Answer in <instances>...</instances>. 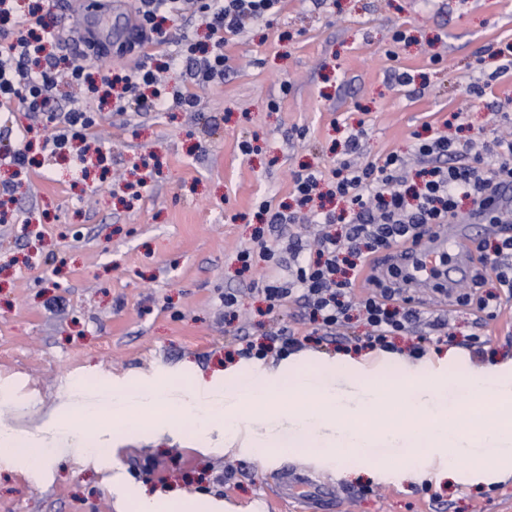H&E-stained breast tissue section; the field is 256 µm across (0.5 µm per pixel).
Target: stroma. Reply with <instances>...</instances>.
I'll use <instances>...</instances> for the list:
<instances>
[{
  "label": "stroma",
  "instance_id": "35a3bbf8",
  "mask_svg": "<svg viewBox=\"0 0 512 512\" xmlns=\"http://www.w3.org/2000/svg\"><path fill=\"white\" fill-rule=\"evenodd\" d=\"M21 10L57 34L54 56L112 70L137 62L113 50L110 36L107 55L85 57L71 38L85 23L69 0H23ZM511 50L512 0H286L274 20L230 38L223 80L194 89L202 111L119 114L90 94L103 158L79 169L38 154L22 171L0 167V185L13 188L0 211V424L55 451L26 472L0 456V512H131L146 486L136 466L148 457L167 462V491L205 497L212 512H300L264 481L281 461L331 476L337 512H512V476L399 484L371 475L370 458L226 447L223 421L202 430L189 414L96 459L49 430L57 415L128 381L171 380L169 396L182 402L186 379L204 378L218 398L302 369L354 398L371 377L461 379L512 364V305L492 321L482 359L462 344L476 319L461 307L448 344L428 345L419 359L365 350L360 373L337 375L345 353L332 342L282 359L224 360L235 338L262 339L274 322L250 289L257 271L237 259L255 246L261 206L293 205L302 167L326 174L339 161L409 152L424 124L442 125L460 109L473 135L512 125V75L491 81L484 96L473 91ZM404 73L411 84L399 82ZM348 126L364 131L360 152L345 146ZM227 292L239 297L231 321L220 301ZM450 348L457 357L447 362Z\"/></svg>",
  "mask_w": 512,
  "mask_h": 512
}]
</instances>
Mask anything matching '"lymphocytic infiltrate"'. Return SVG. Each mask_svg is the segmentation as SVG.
<instances>
[{
	"instance_id": "f902f5d3",
	"label": "lymphocytic infiltrate",
	"mask_w": 512,
	"mask_h": 512,
	"mask_svg": "<svg viewBox=\"0 0 512 512\" xmlns=\"http://www.w3.org/2000/svg\"><path fill=\"white\" fill-rule=\"evenodd\" d=\"M14 2L0 0V24L7 28L6 43L0 46L1 107L18 99L35 111L47 104L59 84L89 90L98 80L113 89L114 111L123 112L136 104L152 111L178 108L192 112L197 95L168 90L159 79L160 70L182 67L199 87L223 78L228 62L226 37L276 16L283 0H139L134 38L140 47L167 43L169 23L189 16L204 23L209 46L184 34L176 41V52L157 66L141 65L97 76L78 62L43 59L47 45L57 39L55 32L46 27L35 29L30 21L18 19ZM52 122L43 147L54 154L86 139L97 118L74 101ZM412 154L420 161L413 172L408 169ZM412 154L392 151L360 165L337 163L331 172V192L344 199L347 208L339 214L314 210L310 219L326 227L344 225V234L321 233L309 256L302 247H294L288 281L265 272L253 284L264 297L267 314H276L291 302L301 304L313 333L302 336L284 326L270 332L267 343L239 344L238 356L284 358L309 344L336 338L354 309L368 326L367 333L357 337V347L394 352L398 339L410 335L414 338L408 347L410 355H423L432 338L445 337L447 319L424 320L417 302L404 289L367 278V264L381 252L411 247L437 225L465 219L470 213H481L496 230L492 240L478 241L469 288L456 296L455 303L480 313L487 321L498 317L503 297H512V226L500 223L488 195L496 186L512 185V135L494 136L482 146L477 139L436 129L414 143ZM464 201L469 204L465 211L460 208ZM491 278L496 288L489 291L485 285Z\"/></svg>"
}]
</instances>
